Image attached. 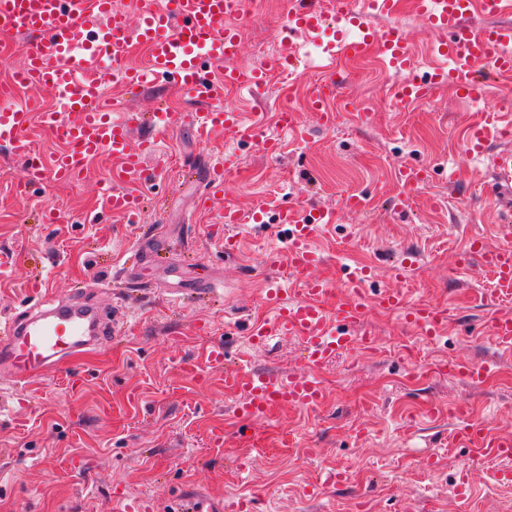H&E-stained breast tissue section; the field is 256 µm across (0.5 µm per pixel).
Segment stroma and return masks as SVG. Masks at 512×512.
Instances as JSON below:
<instances>
[{"instance_id":"obj_1","label":"stroma","mask_w":512,"mask_h":512,"mask_svg":"<svg viewBox=\"0 0 512 512\" xmlns=\"http://www.w3.org/2000/svg\"><path fill=\"white\" fill-rule=\"evenodd\" d=\"M421 73L437 66L434 32L411 7L398 21ZM242 51L237 64L260 67L283 41H292L303 64L272 77L260 97L231 90L226 108L242 112L257 130L274 137L275 153L253 138L226 135L210 142L176 129L158 139L145 159L155 179L140 187L143 208L131 224L110 211L99 193L103 178L127 187L118 161H91L81 184L53 181L29 187L20 157L0 160V321L20 317L35 297L96 303L116 338L76 358L69 369H49L42 379L20 383L0 377V512H184L196 492L217 499L251 498L255 512H512V485L498 481L508 466L453 444L459 405L468 406L498 431L512 435V346L486 330L496 315H512V296L493 291L477 260L460 266L457 254L471 238L497 242L498 224L512 206L493 193L492 159L512 150V137L492 140L479 156L467 155L464 135L491 114L512 116V80H493L483 100L459 99L447 87L425 103L392 100L391 88L408 78L385 66L377 48L356 62L337 60L336 78L353 106L370 105L360 122L339 112L325 127L309 108L311 88L324 80L323 46L335 25L321 33L289 34L283 0H249L238 20ZM107 94L120 111L149 112L159 103L184 110V94L172 84L125 97L112 76ZM288 107L299 117L295 134L279 132L276 114ZM233 152L239 169L224 180L222 198L196 211L202 185L179 177ZM425 166V185L404 191L399 169ZM369 195L353 213L339 206L345 193ZM410 193V210L396 208ZM267 199L262 223L228 230L224 207L250 212ZM336 210L315 248L334 291L347 292L360 267L372 276L366 291L402 289L409 301L445 309L447 326L420 336L399 314L367 311L356 326L371 348L311 369L301 344L279 339L253 342L250 325L270 317L260 298L278 283L286 299L296 284L268 262L285 249L288 228L281 208ZM53 208L60 223L42 221ZM238 242L224 252L225 236ZM219 283L200 293L197 281ZM183 281L182 301L170 285ZM223 363L209 362L213 348ZM489 365L493 374L476 387L447 372L450 361ZM285 376L316 373L326 402L318 410L283 408L253 420L235 417L233 373ZM343 481L328 485V470ZM471 477L467 502L456 488ZM317 495H306L309 486Z\"/></svg>"}]
</instances>
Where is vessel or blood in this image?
Returning <instances> with one entry per match:
<instances>
[{
  "instance_id": "vessel-or-blood-1",
  "label": "vessel or blood",
  "mask_w": 512,
  "mask_h": 512,
  "mask_svg": "<svg viewBox=\"0 0 512 512\" xmlns=\"http://www.w3.org/2000/svg\"><path fill=\"white\" fill-rule=\"evenodd\" d=\"M399 5L400 0H331L327 6L322 0H288V29L316 33L329 18L339 25L355 26V37L337 41V56L355 60L375 44L392 67L405 69L410 54L400 27L378 33L360 23L367 11L396 17ZM414 8L435 32L438 55L448 59L451 66L433 68L424 80L399 86L396 93L401 100H425L432 88L448 84L467 97L478 98L484 92L479 79L484 66L496 76H512V25L486 26L479 21L483 14H512V0H414ZM244 11L245 0H137L138 22L129 30L118 20L113 0H0V30L31 39L25 64L15 71L14 80L62 98L61 112L36 114L18 107L12 94L0 92V150L11 155L28 153V131L37 121L68 144L47 174L54 182H80L88 162L104 154L119 160L127 176L142 182L150 177L143 157L155 151L158 134L186 127L202 142L238 132L254 136V129L243 125L240 113L225 109V89H262L268 74L289 70L295 56L284 49L260 68H237L234 61L240 55L242 39L228 20ZM132 39L147 44L151 55L146 69L121 72L126 95L139 96L146 86L169 79L189 98L206 102V109L181 113L160 106L145 114L125 112L113 118L101 74L108 58H120ZM209 66L223 68L222 81L207 78L205 69ZM335 90L336 80L331 77L317 84L311 94L313 109L326 126L336 119L327 108ZM136 126L146 128L147 133L139 150L134 151L129 137ZM492 165L500 194H512V152L496 155ZM235 168L236 159L231 154L210 168L211 194L223 192V178ZM100 191L114 213L129 218L139 213L141 197L133 190L114 187L106 180ZM279 221L290 229L288 248L284 257H273L272 262L286 265L289 276L299 285V296L287 301L280 288L268 287L262 302L273 316L254 325L253 340L262 343L271 336L297 339L310 366L318 368L338 355L366 346V338L353 335L352 330L369 308L405 312L409 324L424 336L444 331L446 315L442 308L425 302L409 303L397 288L383 289L372 298L359 288L332 297L312 241L322 225L335 223V211L289 206L280 210ZM498 235L499 242L493 247L472 239L465 255L479 257L495 293L505 297L512 295V225H500ZM101 319L100 311L91 305L52 303L1 326L0 372L15 381L30 382L41 378L49 367L68 364L75 356L103 344ZM450 369L476 386L485 383L489 375L487 366L474 362L458 361ZM231 386L238 397L234 411L242 418L252 419L280 408L313 411L325 402L324 387L312 375L239 373L232 377ZM453 440L472 447L480 456L512 455V438L471 414L462 419ZM186 512H253V508L251 500L245 498L221 503L199 496L188 502Z\"/></svg>"
}]
</instances>
